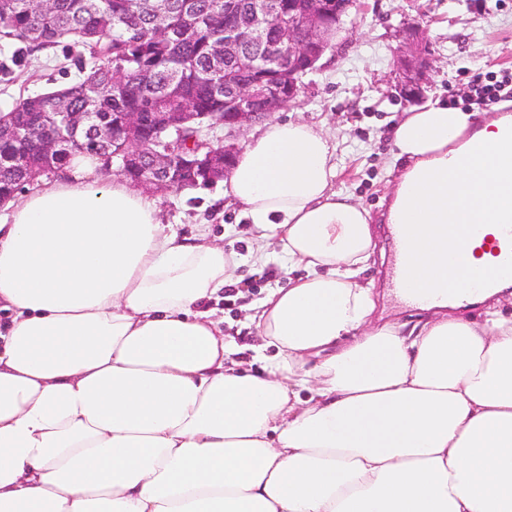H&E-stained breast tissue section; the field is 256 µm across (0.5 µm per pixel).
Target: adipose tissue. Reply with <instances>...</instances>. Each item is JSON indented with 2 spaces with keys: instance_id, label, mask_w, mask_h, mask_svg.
Returning a JSON list of instances; mask_svg holds the SVG:
<instances>
[{
  "instance_id": "adipose-tissue-1",
  "label": "adipose tissue",
  "mask_w": 512,
  "mask_h": 512,
  "mask_svg": "<svg viewBox=\"0 0 512 512\" xmlns=\"http://www.w3.org/2000/svg\"><path fill=\"white\" fill-rule=\"evenodd\" d=\"M385 221L408 227L413 324L375 316L369 211L336 147L275 121L225 193L306 274L250 320L244 369L207 304L237 254L186 243L129 180L75 156L0 219V512H512V312L463 315L467 224L512 222V100L433 102L391 128Z\"/></svg>"
}]
</instances>
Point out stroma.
Wrapping results in <instances>:
<instances>
[{"instance_id": "obj_1", "label": "stroma", "mask_w": 512, "mask_h": 512, "mask_svg": "<svg viewBox=\"0 0 512 512\" xmlns=\"http://www.w3.org/2000/svg\"><path fill=\"white\" fill-rule=\"evenodd\" d=\"M418 23L428 40L433 67L425 100L445 101L466 92L473 76L484 79L512 72V0H359L332 50L316 71L303 77L298 97L273 115L274 120H304L324 125L336 145L339 175L336 189L353 193L378 220L377 245L391 248L392 237L380 217L389 175L386 160L392 145L388 130L409 104L399 94L396 51L403 29ZM14 44L0 41V111L19 98L74 79L77 68L62 48L14 59ZM224 186L170 191L158 195L164 223L183 237L207 229L225 252L241 257L232 288L223 289L210 306L224 322V333L253 371L250 347L257 332L246 320L247 308L299 275L282 256L259 266L249 257L254 236L249 219L223 197ZM391 263L373 262L363 273L373 285L378 311L399 321L412 319L415 309L397 301L391 287Z\"/></svg>"}]
</instances>
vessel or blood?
<instances>
[{"instance_id": "b4317fda", "label": "vessel or blood", "mask_w": 512, "mask_h": 512, "mask_svg": "<svg viewBox=\"0 0 512 512\" xmlns=\"http://www.w3.org/2000/svg\"><path fill=\"white\" fill-rule=\"evenodd\" d=\"M466 251L469 256L486 258L480 270H465L463 277L467 290L479 292L502 280H512V223L473 224L466 231ZM410 252H399L392 276L393 288L407 297H415L411 281Z\"/></svg>"}]
</instances>
